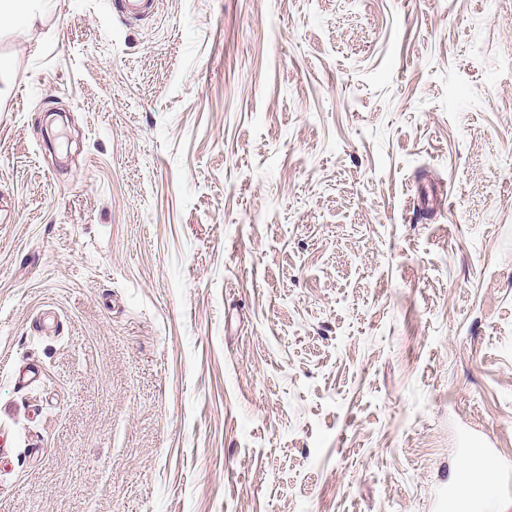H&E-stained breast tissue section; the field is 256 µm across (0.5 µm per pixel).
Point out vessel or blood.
<instances>
[{
	"label": "vessel or blood",
	"instance_id": "vessel-or-blood-1",
	"mask_svg": "<svg viewBox=\"0 0 512 512\" xmlns=\"http://www.w3.org/2000/svg\"><path fill=\"white\" fill-rule=\"evenodd\" d=\"M119 13L127 20L137 21L151 15L155 0H115ZM472 453L479 462L478 472L463 474L459 487L448 492V512H490L493 503L501 496L512 494V479L501 477L486 480L492 457L480 446H473Z\"/></svg>",
	"mask_w": 512,
	"mask_h": 512
}]
</instances>
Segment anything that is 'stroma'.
Here are the masks:
<instances>
[{"label":"stroma","instance_id":"obj_1","mask_svg":"<svg viewBox=\"0 0 512 512\" xmlns=\"http://www.w3.org/2000/svg\"><path fill=\"white\" fill-rule=\"evenodd\" d=\"M0 435V512H442L469 436L512 474V0L0 30Z\"/></svg>","mask_w":512,"mask_h":512}]
</instances>
